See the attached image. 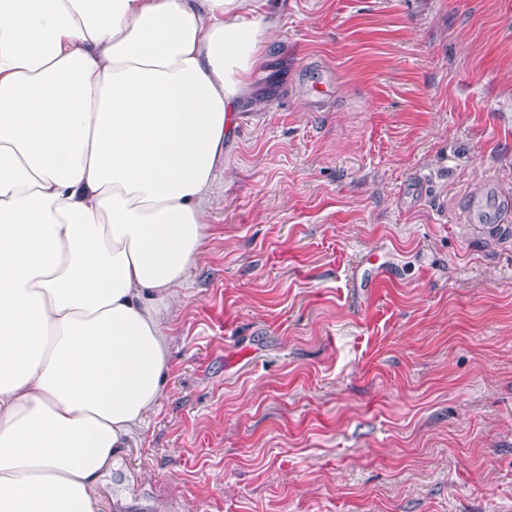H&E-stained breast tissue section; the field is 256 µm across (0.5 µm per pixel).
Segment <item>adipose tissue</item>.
I'll list each match as a JSON object with an SVG mask.
<instances>
[{
    "mask_svg": "<svg viewBox=\"0 0 512 512\" xmlns=\"http://www.w3.org/2000/svg\"><path fill=\"white\" fill-rule=\"evenodd\" d=\"M267 0H0V512H99L158 406Z\"/></svg>",
    "mask_w": 512,
    "mask_h": 512,
    "instance_id": "obj_1",
    "label": "adipose tissue"
}]
</instances>
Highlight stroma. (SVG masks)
Segmentation results:
<instances>
[{
    "label": "stroma",
    "mask_w": 512,
    "mask_h": 512,
    "mask_svg": "<svg viewBox=\"0 0 512 512\" xmlns=\"http://www.w3.org/2000/svg\"><path fill=\"white\" fill-rule=\"evenodd\" d=\"M269 8L101 512H512V0ZM491 195L488 188L478 190L472 198L470 221L478 220V224H493L501 210L508 208V202L499 207H492Z\"/></svg>",
    "instance_id": "35a3bbf8"
}]
</instances>
